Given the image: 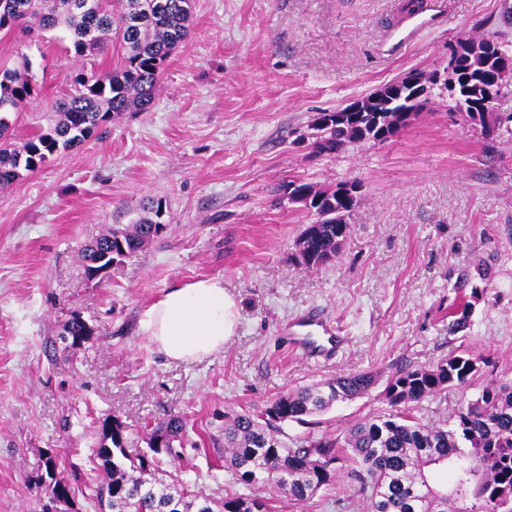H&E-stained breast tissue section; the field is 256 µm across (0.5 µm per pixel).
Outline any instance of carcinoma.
I'll return each mask as SVG.
<instances>
[{
  "label": "carcinoma",
  "mask_w": 512,
  "mask_h": 512,
  "mask_svg": "<svg viewBox=\"0 0 512 512\" xmlns=\"http://www.w3.org/2000/svg\"><path fill=\"white\" fill-rule=\"evenodd\" d=\"M196 0H121L119 16L112 15V0H0V34L20 29L40 43L44 33L61 30L78 60L90 62L72 78L71 91L56 104V118L20 147L8 138L9 115L23 111L35 91L32 62L0 64V188L9 187L26 171L40 169L48 158L79 146L110 116L145 112L158 92V80L168 60L185 43ZM125 50L122 64L113 69L97 61L112 40ZM477 51L443 67L469 91L473 103L483 101L486 62L502 52L492 37L466 36ZM363 110L353 121H336V112L318 114L314 149L334 153L355 141L358 125L375 126L388 138L409 124L408 109L419 114L429 99L390 104L375 91L362 98ZM310 200L314 221L303 229L296 247L299 264L316 270L336 257L346 237L347 218L360 195L342 196L340 187L322 188L304 179L288 181ZM154 217L118 225L83 250L87 277L96 279L107 262L137 252L160 235L162 203L152 207ZM470 303L460 302L448 313V328L467 325ZM91 333L79 315L63 327L59 340L76 343ZM479 358L454 354L434 367L397 372L384 388L390 411L353 426L344 438L313 436L284 440L280 424L304 422L334 403L366 394L374 376L357 373L301 388L274 399L260 412L224 413V468L233 475L237 490H227L221 512H271L259 489L281 488L298 504L312 500L330 485L331 465L345 461L363 483L365 512H512V385H486L478 397L458 409L451 423L426 425L413 404L444 390L472 382ZM127 426L117 417L104 421L96 456L108 480L92 489L98 512H215L214 491L190 486L178 478L167 483L159 477L166 461L183 458V419L173 416L154 427L146 441L149 452L127 450ZM453 472V481L438 484L432 473ZM49 497L67 502L71 488L51 479Z\"/></svg>",
  "instance_id": "obj_1"
}]
</instances>
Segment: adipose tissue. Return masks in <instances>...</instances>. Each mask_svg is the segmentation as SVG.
<instances>
[{
	"label": "adipose tissue",
	"mask_w": 512,
	"mask_h": 512,
	"mask_svg": "<svg viewBox=\"0 0 512 512\" xmlns=\"http://www.w3.org/2000/svg\"><path fill=\"white\" fill-rule=\"evenodd\" d=\"M237 305L223 279L200 278L169 288L144 309L149 341L172 361H196L223 351L234 334Z\"/></svg>",
	"instance_id": "ef3b65f1"
}]
</instances>
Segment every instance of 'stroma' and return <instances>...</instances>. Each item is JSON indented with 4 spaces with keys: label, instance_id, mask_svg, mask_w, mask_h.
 Segmentation results:
<instances>
[{
    "label": "stroma",
    "instance_id": "35a3bbf8",
    "mask_svg": "<svg viewBox=\"0 0 512 512\" xmlns=\"http://www.w3.org/2000/svg\"><path fill=\"white\" fill-rule=\"evenodd\" d=\"M444 22L399 52L390 35L403 0H197L185 44L160 76L151 108L112 117L74 149L0 190V512H96L98 428L107 417L141 445L150 426L186 422L181 472L223 491L224 411L265 408L276 397L357 372L375 376L368 395L336 402L288 436L344 435L386 412V382L464 351L480 356L467 387L419 405L438 425L483 385L512 381V86L495 102L494 141L447 92L398 138L314 152L313 119L417 68L444 67L457 37L497 35L512 48V0H447ZM27 54L35 94L11 114L24 143L47 128L54 102L78 72L68 39L42 47L0 38V63ZM302 178L362 186L336 258L314 272L296 239L311 216L279 188ZM161 201L165 230L101 279L82 251L115 225ZM219 277L239 311L223 351L200 362L166 359L144 334L143 310L169 288ZM471 304L452 332L448 310ZM318 310L339 326L343 348L328 361L291 346L285 326ZM91 329L63 346L73 315ZM58 456L68 502H50L36 476ZM345 463L313 512H362Z\"/></svg>",
    "mask_w": 512,
    "mask_h": 512
}]
</instances>
